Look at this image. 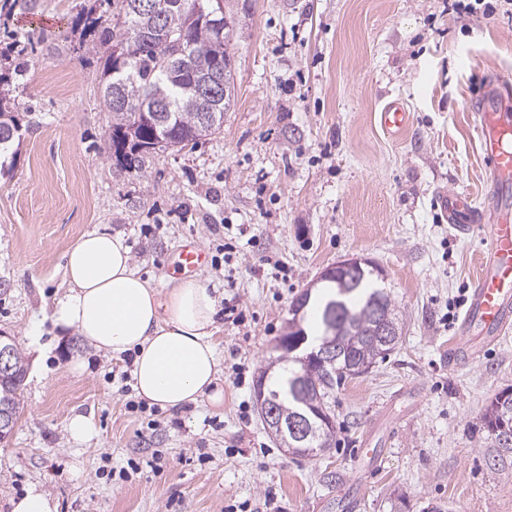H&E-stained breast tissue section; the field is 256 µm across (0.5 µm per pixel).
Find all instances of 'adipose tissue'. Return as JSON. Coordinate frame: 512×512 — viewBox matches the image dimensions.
<instances>
[{
    "label": "adipose tissue",
    "mask_w": 512,
    "mask_h": 512,
    "mask_svg": "<svg viewBox=\"0 0 512 512\" xmlns=\"http://www.w3.org/2000/svg\"><path fill=\"white\" fill-rule=\"evenodd\" d=\"M64 280L49 313L55 329L115 358L132 354L134 387L150 404L223 408L217 302L202 281L173 277L158 289L135 269L123 237L98 230L67 249Z\"/></svg>",
    "instance_id": "obj_1"
}]
</instances>
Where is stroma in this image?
<instances>
[{"label": "stroma", "mask_w": 512, "mask_h": 512, "mask_svg": "<svg viewBox=\"0 0 512 512\" xmlns=\"http://www.w3.org/2000/svg\"><path fill=\"white\" fill-rule=\"evenodd\" d=\"M90 0H0V59L17 76L23 136L0 174V330L28 365L22 410L0 443V512L39 485L58 512H512V474L483 459L489 398L512 388V334L479 361H449L477 261L438 200L487 182L472 99L512 77V13L460 15L448 0H226L235 96L219 132L140 172L108 157L98 63L78 52ZM409 114L388 133L389 104ZM122 235L164 285L188 240L199 279L243 311L217 335L224 407L132 412L126 358L58 335L64 255L82 234ZM235 245L225 260V244ZM374 261L404 318L383 361L329 398L331 447L283 453L254 396L278 364L291 308L325 268ZM82 371H74V364ZM93 437L72 442V414ZM136 463L125 481L103 465Z\"/></svg>", "instance_id": "1"}]
</instances>
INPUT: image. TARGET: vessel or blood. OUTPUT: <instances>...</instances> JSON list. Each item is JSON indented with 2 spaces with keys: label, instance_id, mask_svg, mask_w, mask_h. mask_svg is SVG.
Instances as JSON below:
<instances>
[{
  "label": "vessel or blood",
  "instance_id": "b4317fda",
  "mask_svg": "<svg viewBox=\"0 0 512 512\" xmlns=\"http://www.w3.org/2000/svg\"><path fill=\"white\" fill-rule=\"evenodd\" d=\"M472 107L482 122L480 150L489 192L479 208L465 193L441 197L449 223L463 234L480 228L487 243L462 320L470 360L484 344L512 333V80L500 79L498 88L484 91ZM205 265L206 256L196 245L180 248L183 272L194 274Z\"/></svg>",
  "mask_w": 512,
  "mask_h": 512
}]
</instances>
